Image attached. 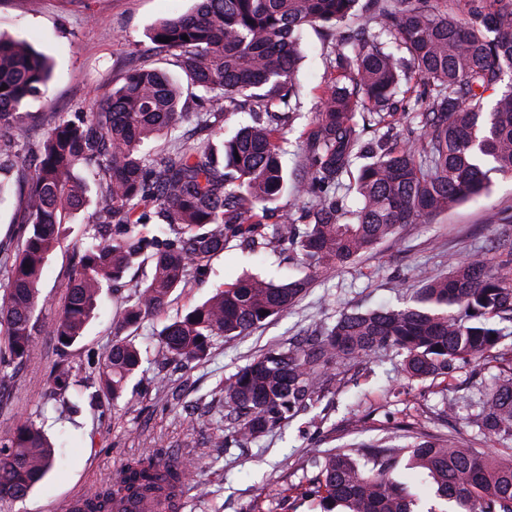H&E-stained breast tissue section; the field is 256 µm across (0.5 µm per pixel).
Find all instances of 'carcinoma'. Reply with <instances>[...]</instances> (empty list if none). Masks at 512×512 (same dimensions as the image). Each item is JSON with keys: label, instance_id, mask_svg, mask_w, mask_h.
I'll use <instances>...</instances> for the list:
<instances>
[{"label": "carcinoma", "instance_id": "cac0c4a2", "mask_svg": "<svg viewBox=\"0 0 512 512\" xmlns=\"http://www.w3.org/2000/svg\"><path fill=\"white\" fill-rule=\"evenodd\" d=\"M199 0L148 32L156 48L176 57L182 86L166 70L141 65L105 100L60 117L31 138L25 111L51 76L48 57L31 43L0 35V201L20 193L23 220L0 241V374L34 354L51 337L56 359L46 401L77 407L79 373L121 396L146 360L135 337H117L82 367L70 348L82 337L104 291L133 267L151 265L121 310V325L138 328L166 309L190 275L224 252L227 241L255 245L262 213L291 188L314 200L303 226L286 216L275 229L309 274L282 283L248 277L163 325L155 358L200 362L214 340L241 336L287 312L327 268L347 264L393 235L488 188L489 174L512 176V82L490 111L484 94L512 76V0ZM356 26L334 47L336 75L303 141L293 180L281 144L296 112V70L304 58L302 30ZM188 40H183V37ZM170 42L162 43L160 38ZM429 87L417 112L418 138L368 153L367 112L381 126L394 95L410 75ZM207 107L189 111L193 90ZM253 122L217 143L175 135L186 117L214 128L234 112ZM160 151L145 146L161 138ZM368 157L350 186L360 202L341 219L336 195L356 158ZM85 225L91 243L78 252L59 312L45 322L39 283L49 257L63 247L70 224L92 202ZM512 248L491 260L475 254L448 263V274L426 276L404 308L344 312L319 336L271 349L224 383V407L236 415L237 436L256 438L314 399L331 382L333 360L392 348L410 380L446 376L492 356L512 331ZM484 435L512 438V377L480 403L472 420ZM54 446L43 425L26 418L0 437V512L24 498L53 466ZM317 473L304 496L322 512H512V463L479 454L463 442L427 434L406 448L371 444L358 459L347 449L313 461ZM417 478L415 491L395 477ZM195 469L161 452L128 459L118 480L92 491L75 512H112L119 497L151 495L180 512L174 489Z\"/></svg>", "mask_w": 512, "mask_h": 512}]
</instances>
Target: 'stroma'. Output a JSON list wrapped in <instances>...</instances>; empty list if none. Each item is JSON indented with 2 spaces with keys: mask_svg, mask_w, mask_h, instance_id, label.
Listing matches in <instances>:
<instances>
[{
  "mask_svg": "<svg viewBox=\"0 0 512 512\" xmlns=\"http://www.w3.org/2000/svg\"><path fill=\"white\" fill-rule=\"evenodd\" d=\"M194 0H0V32L32 41L53 62L44 99L32 102L39 120L34 135L49 130L58 117L103 98L134 66L144 61L182 72L171 53L153 49L147 33L159 19L191 10ZM305 56L297 82L301 116L284 143L288 174L296 172L299 145L318 112L332 71V48L324 29L309 26L302 37ZM310 203L283 194L278 214L257 253L231 240L205 275L191 278L170 298L166 310L146 321L138 334L142 347L154 348L153 332L242 276L282 282L303 277L296 255L272 232L279 213L305 215ZM512 221V176L491 174L488 190L421 224H406L366 255L320 273L287 313L265 321L248 334L215 341L208 358L188 364H144L122 397L95 399L82 389L79 413L44 407V391L54 359L50 337L40 339L32 358L14 375L0 379V435L19 420L44 421L57 444L49 474L12 512H63L67 500L109 480L127 459L156 448L198 467L185 486L181 512H312L301 491L314 457L332 448L359 450L388 438L407 443L422 432L453 435L478 451L505 460L512 442L477 432L471 420L480 395L512 376V346L496 357L454 370L448 376L409 380L402 358L393 351L339 361L333 381L311 408L264 435L234 441L237 423L224 408L221 389L236 371L267 349L294 343L333 323L345 311L408 305L424 276L447 271L449 257L474 253L493 257L503 251L501 224ZM83 240L74 227L67 242L48 261L40 283L39 306L51 320L65 292L70 257ZM120 304L104 301L74 346L75 362L88 352H104L120 334Z\"/></svg>",
  "mask_w": 512,
  "mask_h": 512,
  "instance_id": "35a3bbf8",
  "label": "stroma"
}]
</instances>
